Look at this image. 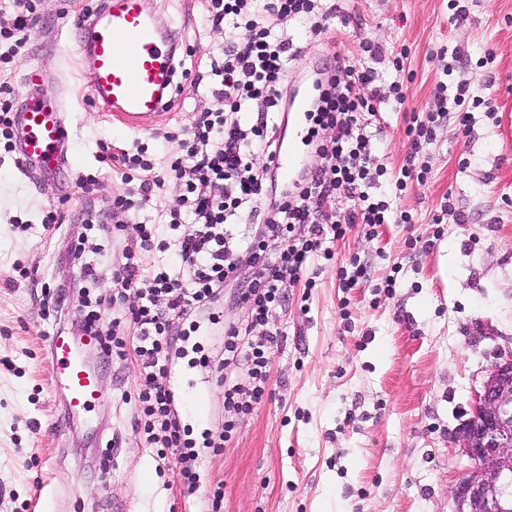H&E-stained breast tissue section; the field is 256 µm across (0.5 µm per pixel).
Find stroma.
Returning <instances> with one entry per match:
<instances>
[{"instance_id": "1", "label": "stroma", "mask_w": 512, "mask_h": 512, "mask_svg": "<svg viewBox=\"0 0 512 512\" xmlns=\"http://www.w3.org/2000/svg\"><path fill=\"white\" fill-rule=\"evenodd\" d=\"M154 2L192 64L207 67L215 40L204 29L202 0ZM331 2L336 17L325 33L288 22L300 50L288 73L300 83L354 55L375 71L380 95L403 82L404 104L387 98L367 132L387 170L374 195L412 221L375 231L352 225L336 241L334 259L319 261L314 287L284 284L285 301L270 323L284 335L271 360L270 393L239 419L224 447L203 445L205 432L224 427V384L193 364L192 347L220 358L225 329L246 323L239 295L251 287L252 269L242 267L224 286L213 309L218 322L204 310L194 320L198 331L176 321L189 339L173 366L199 381L208 402L205 415L190 404L183 417L200 476L196 512H448L469 468L455 432L491 364L512 353V0H470L463 22L448 0ZM98 4L34 0L26 45L14 54L0 38L7 83L0 96L17 100L26 73L40 67L45 91L67 101L74 131L70 164L53 182L23 174L0 135V512H180L184 495L174 458L159 459L134 424L140 378L133 356L93 352L102 398L90 417L70 420L46 364V336L68 330L78 313L72 302L48 312L43 300L72 277L71 244L95 241L102 224L156 216L149 207L136 216L113 209L128 189L119 154L143 146L164 167L198 113L224 108L181 76L171 117L146 129L113 121L95 105L92 74L75 45L58 49L49 40L62 15L75 18ZM364 42L379 46L380 57L362 55ZM487 56L492 64H484ZM442 80L469 87L494 109H474L466 135L448 112L419 156L423 182L396 191L390 179L409 148L406 129L432 106ZM88 175L98 183L87 192L79 180ZM123 242L121 233L111 235L107 260L85 285L105 330L137 304L131 296L112 301ZM353 258L365 276L347 291L340 270ZM20 266L29 278L18 276Z\"/></svg>"}]
</instances>
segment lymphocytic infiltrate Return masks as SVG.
<instances>
[{"instance_id":"lymphocytic-infiltrate-1","label":"lymphocytic infiltrate","mask_w":512,"mask_h":512,"mask_svg":"<svg viewBox=\"0 0 512 512\" xmlns=\"http://www.w3.org/2000/svg\"><path fill=\"white\" fill-rule=\"evenodd\" d=\"M253 2L205 0L209 33L221 40L220 54L212 58L207 73L208 91L223 98L224 109L200 113L166 174H159L144 153L125 158L124 166L140 173L137 196L131 199L121 194L113 200L115 206L128 211L139 204L154 205L175 234V262L149 266L144 253L158 227L132 225L125 238V263L114 298L120 302L133 295L137 304L124 319H113L111 342L117 353H133L139 363L137 426L148 443L157 447L159 457L177 458L180 480L189 492L196 490L199 478L194 456L181 438V419L167 386L176 342L171 333L173 320L187 318L213 302L240 263L253 268L254 281L245 301L251 326L265 327V335L250 343L238 328H228L223 358L215 364L208 356L200 358L201 367L214 365L225 373L228 416L214 441L215 446H223L233 439L239 419L251 414L267 393L271 354L283 341L282 333L268 331L267 325L281 305L283 284L300 281L313 260H332L333 242L344 237L350 225L375 229L411 221L409 215L394 214L386 200L370 193L384 170L376 165L362 116L375 113L380 97L368 90L371 72L352 57L334 70L309 115L314 131L331 133L318 146L322 164L286 185L280 201L263 212L264 238L236 237L233 226L239 209L264 194L267 170L255 166L253 155L259 151L273 159L280 145L278 126L271 116L283 107V81L293 58V44L277 28L307 17L319 33L328 29L333 17L332 10L319 7V0H267L259 14L254 13ZM434 97V110L407 130L409 150L394 182L396 190H404L408 180L417 177V156L432 136L433 123L449 106L460 108L459 125L466 128L471 117L465 104L476 108L485 104L484 99L471 97L468 87L460 85L452 91L443 82L437 84ZM170 176L183 185L175 205L163 197ZM340 195L353 202L342 215L333 207ZM271 239L284 240V248L269 250ZM237 365L246 366L247 382L229 376V368Z\"/></svg>"}]
</instances>
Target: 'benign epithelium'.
<instances>
[{
	"label": "benign epithelium",
	"mask_w": 512,
	"mask_h": 512,
	"mask_svg": "<svg viewBox=\"0 0 512 512\" xmlns=\"http://www.w3.org/2000/svg\"><path fill=\"white\" fill-rule=\"evenodd\" d=\"M455 441L470 467L452 491L449 512H512V353L474 391Z\"/></svg>",
	"instance_id": "7a95c632"
}]
</instances>
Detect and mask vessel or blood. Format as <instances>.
Listing matches in <instances>:
<instances>
[{
	"mask_svg": "<svg viewBox=\"0 0 512 512\" xmlns=\"http://www.w3.org/2000/svg\"><path fill=\"white\" fill-rule=\"evenodd\" d=\"M66 35L92 72L94 102L102 111L132 128L163 117L175 83L179 43L162 29L148 0H101L86 20L67 23ZM23 88L16 115L21 169L28 175L55 173L69 163L71 129L65 106L44 92L39 68L30 70ZM45 348L65 417L88 411L101 397L96 376L62 332L49 334Z\"/></svg>",
	"mask_w": 512,
	"mask_h": 512,
	"instance_id": "1",
	"label": "vessel or blood"
}]
</instances>
